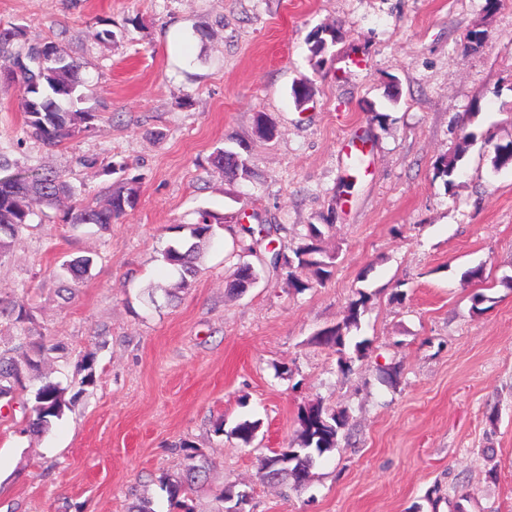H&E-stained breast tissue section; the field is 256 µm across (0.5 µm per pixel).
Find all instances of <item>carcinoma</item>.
Segmentation results:
<instances>
[{
  "instance_id": "obj_1",
  "label": "carcinoma",
  "mask_w": 512,
  "mask_h": 512,
  "mask_svg": "<svg viewBox=\"0 0 512 512\" xmlns=\"http://www.w3.org/2000/svg\"><path fill=\"white\" fill-rule=\"evenodd\" d=\"M25 27L16 24L0 25V83L19 82L27 96L25 112L26 134L47 147H58L76 134L93 129L95 114L76 108V103L85 98L82 88L86 84L80 77L81 64L58 52L51 44L31 45L23 48ZM310 62L315 71H320L325 61L328 45L336 43V32L318 27L309 36ZM474 138L464 133L462 145L453 154L443 157L435 167V175L446 179L456 170L465 146ZM215 167L224 171L228 181L247 180L253 172L247 159L237 153L217 149L212 155ZM512 166V141L501 144L495 151L493 166L501 169ZM142 176L123 177L108 188L107 204L94 206L79 201L63 215V222L72 225L93 224L101 230L122 219L135 209L140 194ZM73 195V189L65 176L57 171L39 167H26L0 178V258L5 256L11 243L23 228L29 224L32 210L30 202L38 200L48 206L56 204L62 197ZM189 229V239L178 246H170L163 253L164 262L179 275L177 288H186L190 279L197 273L196 262L215 235V229L224 227V217L204 211ZM181 225L177 229L185 228ZM327 225L309 224L302 242L293 250V257L272 251L270 263L278 267L296 266L308 271L315 281L321 283L330 276L335 255L326 252L321 246ZM92 266V259L76 256L64 263V269L74 281H81ZM369 300L368 294L357 292L348 305L344 325L325 329L314 336V341L322 346L333 348L342 354L348 346H353L356 358L367 355L370 341H352L347 331L358 327L360 317ZM30 314L17 300L0 299V325L15 331L16 343L7 350H0V398L14 397L17 392L27 391V381L39 372L44 358L66 351L60 341L44 340L39 344L30 341ZM67 389L50 379L41 381L33 392V397L23 402L24 417L28 430L40 433L49 430L52 422L61 418L64 408L73 403L79 394L66 398ZM300 426L299 441L265 456L261 460L262 479L277 482L301 490L309 477V469L316 459L333 450L347 425L345 411H336L320 403L311 404L298 412ZM260 422L240 420L228 432V436L250 446L257 438ZM185 464L176 479L163 483L172 500L195 491L201 484L205 464L197 459L187 444ZM285 455L289 463L279 464L278 457Z\"/></svg>"
}]
</instances>
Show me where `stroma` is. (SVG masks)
Listing matches in <instances>:
<instances>
[{
    "mask_svg": "<svg viewBox=\"0 0 512 512\" xmlns=\"http://www.w3.org/2000/svg\"><path fill=\"white\" fill-rule=\"evenodd\" d=\"M110 22L113 42L90 38ZM81 63L91 132L57 148L22 132L26 97L0 85V158L65 175L102 206L125 159L140 200L109 230L63 223L65 204L32 202L30 223L0 258V297L22 298L33 341L68 358L43 371L81 396L48 431H27L20 400H0V512H128L182 470L180 443L208 463L191 512H217L225 487L251 512H512V0H0ZM335 29L321 72L307 37ZM485 32L469 47L470 31ZM313 83L304 105L292 87ZM266 113L273 139L256 135ZM385 116L372 122V113ZM475 138L453 185L435 164ZM254 177L225 181L215 148ZM224 227L191 287L162 259L200 212ZM330 219L336 261L298 292L270 249L291 254L307 225ZM269 242L246 255L258 281L229 291L227 256L245 227ZM89 256L79 282L61 264ZM484 282L470 280L476 265ZM370 294L354 334L367 357L340 370L316 333ZM91 356L96 383L80 389ZM345 411L339 448L316 459L302 491L264 482L263 456L296 440L299 409ZM260 421L251 446L216 433Z\"/></svg>",
    "mask_w": 512,
    "mask_h": 512,
    "instance_id": "obj_1",
    "label": "stroma"
}]
</instances>
